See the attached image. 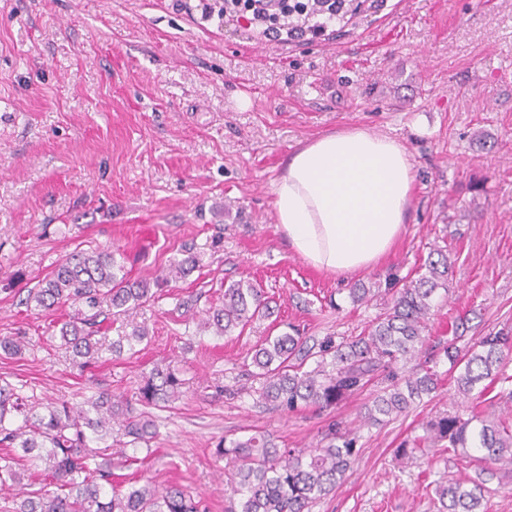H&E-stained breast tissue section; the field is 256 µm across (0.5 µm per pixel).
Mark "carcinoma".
I'll return each instance as SVG.
<instances>
[{
	"label": "carcinoma",
	"mask_w": 512,
	"mask_h": 512,
	"mask_svg": "<svg viewBox=\"0 0 512 512\" xmlns=\"http://www.w3.org/2000/svg\"><path fill=\"white\" fill-rule=\"evenodd\" d=\"M437 258H427L417 277L401 279V286L387 289L390 301L364 336L319 348L320 361L311 371L302 370L312 356L297 331L265 337L251 357L253 369L247 376L261 381L260 397L274 407L293 411L300 406L320 409L335 406L358 393L376 377L398 363L411 368L391 382L367 407V419L379 423L384 418L406 413L416 401L435 392L440 376L431 366L433 359L419 356L426 352L425 322L437 290H448L450 263L448 250L435 249ZM118 252L79 251L70 254L36 287L27 290L26 306L53 310L72 309L62 322L61 346L70 353L78 370L96 364L102 353L115 357L132 352L147 339L142 326L121 328L116 339L105 343L98 338L102 320L118 321L129 310L148 303L154 293L144 281L128 278ZM196 265L189 254L173 261L164 280L189 273ZM273 313L262 290L250 281H237L224 289V302L207 311L203 327L217 335H229L254 319ZM460 325L440 350L448 359V377L456 395L478 403L496 383L512 382L506 373L512 358V336L489 334L464 339ZM26 346L23 336L0 339V350L18 355ZM332 369L325 370L326 357ZM182 379L171 368L154 369L143 377L134 399L101 392L76 409L64 400L46 403L32 401L11 383H0V491L14 488L24 498L13 512H204L201 500L181 487L158 489L151 483L123 491L112 485L111 464L98 463L99 452L92 443L112 435V422L122 427L131 443H147L155 434L154 421L142 411L164 407L179 398ZM327 443L309 452L278 448L266 435L220 441L216 458L236 468L231 484L232 497L227 512H309L311 505L328 494L356 458L355 432L328 425ZM443 444L442 452L465 462H476L482 470L490 465L512 466V426L476 413L464 418L446 415L425 427L412 446L397 449L403 463L417 461L428 444ZM43 468L44 480L56 490H24V480L32 479L31 468ZM111 486L106 492L105 486ZM484 483L470 487L448 481L435 488L437 512H482Z\"/></svg>",
	"instance_id": "cac0c4a2"
}]
</instances>
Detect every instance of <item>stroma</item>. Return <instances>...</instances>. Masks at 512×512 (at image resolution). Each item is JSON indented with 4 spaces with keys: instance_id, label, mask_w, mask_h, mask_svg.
I'll list each match as a JSON object with an SVG mask.
<instances>
[{
    "instance_id": "35a3bbf8",
    "label": "stroma",
    "mask_w": 512,
    "mask_h": 512,
    "mask_svg": "<svg viewBox=\"0 0 512 512\" xmlns=\"http://www.w3.org/2000/svg\"><path fill=\"white\" fill-rule=\"evenodd\" d=\"M196 3L0 0V337L30 341L0 355V378L78 408L102 389L133 396L153 368L175 369L183 395L149 409L157 435L135 449L137 464L122 465L126 439L112 433L122 489L183 485L206 512H224L219 441L260 432L309 449L336 421L356 431L358 455L311 512H436L434 485L475 480L476 465L435 449L403 464L395 450L461 411L446 358L434 397L376 426L361 413L382 382L288 413L261 400L244 362L273 320L311 347L363 334L383 301L354 302L350 289L414 275L446 242L450 290L435 295L426 336L447 340L460 319L469 337L512 333V0H361L324 35L285 46L201 21ZM349 127L407 146L412 208L382 262L333 276L290 249L272 190L298 145ZM190 247L195 270L164 281ZM94 249L120 250L130 278L158 288L125 317L148 343L80 371L58 347L64 311L21 306L18 291ZM239 280L260 285L273 320L227 336L189 320Z\"/></svg>"
}]
</instances>
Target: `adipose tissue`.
Returning <instances> with one entry per match:
<instances>
[{
    "label": "adipose tissue",
    "instance_id": "1",
    "mask_svg": "<svg viewBox=\"0 0 512 512\" xmlns=\"http://www.w3.org/2000/svg\"><path fill=\"white\" fill-rule=\"evenodd\" d=\"M413 163L398 140L360 128L299 147L273 184L276 222L311 266L350 275L374 267L404 232Z\"/></svg>",
    "mask_w": 512,
    "mask_h": 512
}]
</instances>
